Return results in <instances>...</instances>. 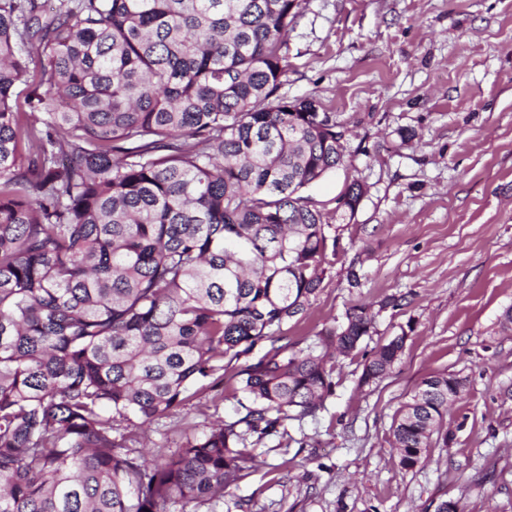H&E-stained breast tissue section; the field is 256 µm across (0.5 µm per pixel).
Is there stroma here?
Returning <instances> with one entry per match:
<instances>
[{
	"mask_svg": "<svg viewBox=\"0 0 512 512\" xmlns=\"http://www.w3.org/2000/svg\"><path fill=\"white\" fill-rule=\"evenodd\" d=\"M289 99H314L346 134L342 166L306 188L334 207L352 181L366 193L337 225V254L290 338L308 344L360 302L406 296L375 317L370 346L397 334L400 359L360 386L362 356L335 360L316 417L285 424L293 441L254 446L253 468L199 512H512V0H302L288 34ZM360 276L350 287L348 271ZM465 381L427 461L398 464L391 425L420 380ZM238 407L198 395L189 416L139 429L170 453L185 422Z\"/></svg>",
	"mask_w": 512,
	"mask_h": 512,
	"instance_id": "1",
	"label": "stroma"
}]
</instances>
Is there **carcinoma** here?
<instances>
[{"label":"carcinoma","instance_id":"obj_1","mask_svg":"<svg viewBox=\"0 0 512 512\" xmlns=\"http://www.w3.org/2000/svg\"><path fill=\"white\" fill-rule=\"evenodd\" d=\"M301 0H0V512H198L252 467L248 440L325 408L334 355L363 351L359 302L316 345L288 339L325 275L333 211L302 190L343 164L336 113L279 94ZM39 65L44 91L18 103ZM406 335L364 357L360 385ZM266 347L256 362L229 366ZM227 381L238 416L168 456L141 426ZM464 382L421 379L392 425L427 457Z\"/></svg>","mask_w":512,"mask_h":512}]
</instances>
